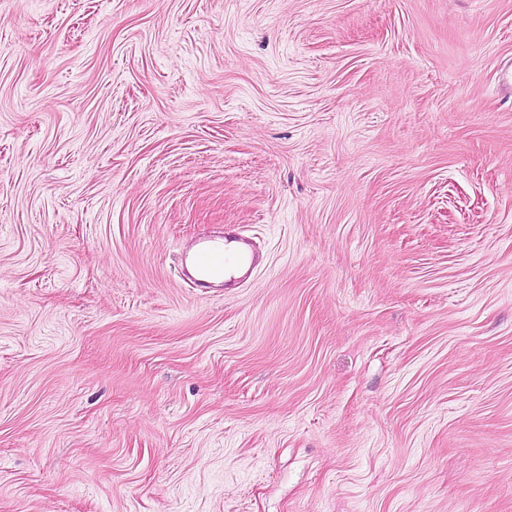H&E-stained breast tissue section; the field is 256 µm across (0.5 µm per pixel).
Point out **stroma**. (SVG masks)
I'll list each match as a JSON object with an SVG mask.
<instances>
[{"mask_svg":"<svg viewBox=\"0 0 512 512\" xmlns=\"http://www.w3.org/2000/svg\"><path fill=\"white\" fill-rule=\"evenodd\" d=\"M511 60L512 0H0V512H512ZM225 239V240H224ZM235 245V260L239 272L250 271L253 267V255L246 241L238 236L204 235L195 239L188 252L182 255L181 262L187 265V278L192 288H214L216 280L224 271V252L228 245Z\"/></svg>","mask_w":512,"mask_h":512,"instance_id":"stroma-1","label":"stroma"}]
</instances>
